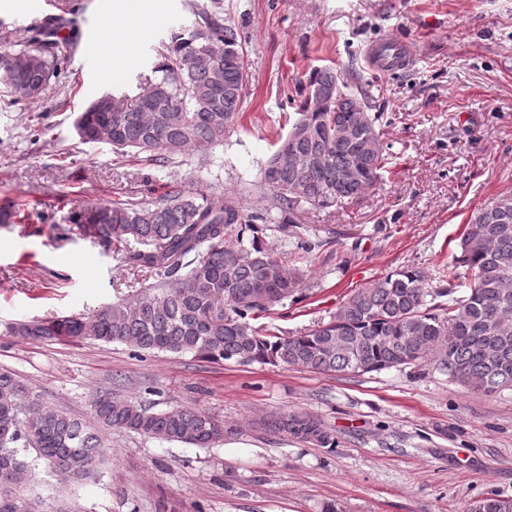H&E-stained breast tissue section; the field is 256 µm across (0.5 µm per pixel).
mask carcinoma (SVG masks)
<instances>
[{"label":"carcinoma","mask_w":512,"mask_h":512,"mask_svg":"<svg viewBox=\"0 0 512 512\" xmlns=\"http://www.w3.org/2000/svg\"><path fill=\"white\" fill-rule=\"evenodd\" d=\"M195 22L171 36L158 73L135 98L104 95L81 112L82 142L168 159L208 154L224 143L239 117L244 57L229 18L190 0ZM60 58L45 31L0 54V85L20 103L39 96L57 75ZM352 67L313 70L300 82V101L286 136L266 161L261 181L273 191L269 208L218 202L202 190L152 201L112 202L73 214L75 229L112 251L128 253L157 276L131 302L87 316L20 322L22 339H94L142 351L190 353L243 366L282 365L323 373L367 374L435 363L474 392L512 389V193L493 198L470 217L448 264V287H424L416 266L355 290L327 323L279 336L253 321L302 298L304 271L261 245L276 232L308 254L335 242L334 231L300 222V203L332 206L358 199L389 164L380 132L383 113ZM326 236H321V233ZM146 246L129 251L130 241ZM464 268L468 292L443 307L430 296L451 293ZM86 422L43 403L14 374L0 371V512H43L20 492L33 453L66 479L95 473L104 454L97 428L209 448L224 439V420L191 408L154 411L142 402L99 391ZM265 426L334 451L336 436L305 413L272 417ZM467 512H512V498L492 493Z\"/></svg>","instance_id":"cac0c4a2"}]
</instances>
